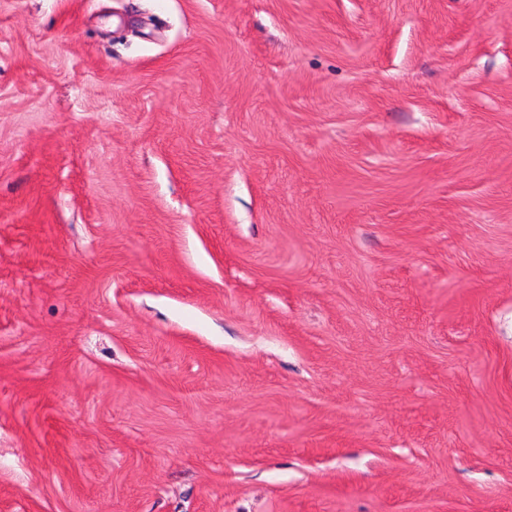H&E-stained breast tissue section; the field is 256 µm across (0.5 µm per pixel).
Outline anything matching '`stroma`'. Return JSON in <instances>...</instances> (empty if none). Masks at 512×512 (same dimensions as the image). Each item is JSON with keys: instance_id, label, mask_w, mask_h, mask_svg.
<instances>
[{"instance_id": "1", "label": "stroma", "mask_w": 512, "mask_h": 512, "mask_svg": "<svg viewBox=\"0 0 512 512\" xmlns=\"http://www.w3.org/2000/svg\"><path fill=\"white\" fill-rule=\"evenodd\" d=\"M0 512H512V0H0Z\"/></svg>"}]
</instances>
